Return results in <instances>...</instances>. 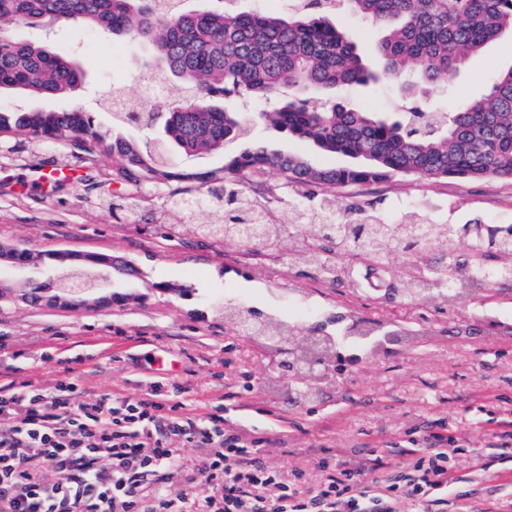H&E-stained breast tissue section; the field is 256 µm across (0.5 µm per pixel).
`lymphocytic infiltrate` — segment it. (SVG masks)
I'll use <instances>...</instances> for the list:
<instances>
[{"label": "lymphocytic infiltrate", "instance_id": "1", "mask_svg": "<svg viewBox=\"0 0 512 512\" xmlns=\"http://www.w3.org/2000/svg\"><path fill=\"white\" fill-rule=\"evenodd\" d=\"M76 393L70 381L0 389V417L12 422L0 431V512H398L403 498L427 512L448 502L444 435L421 436L400 482L391 480L396 462L379 456L321 461V482L307 487L282 480L253 443L225 429L223 406L199 420L156 390L106 393L91 404L76 403ZM184 445L199 453L188 480L204 482L205 495L167 486L168 473L183 465ZM46 461L56 471L51 482L41 475Z\"/></svg>", "mask_w": 512, "mask_h": 512}]
</instances>
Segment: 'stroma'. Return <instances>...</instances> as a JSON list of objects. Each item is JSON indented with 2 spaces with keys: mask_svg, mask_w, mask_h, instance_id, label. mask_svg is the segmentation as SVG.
<instances>
[{
  "mask_svg": "<svg viewBox=\"0 0 512 512\" xmlns=\"http://www.w3.org/2000/svg\"><path fill=\"white\" fill-rule=\"evenodd\" d=\"M90 39L71 26L48 38L55 49L75 54L85 70L78 90L58 97L4 92L0 111L80 110L94 116L105 138L142 137L140 129L113 124L110 102L116 94L142 95L157 71L154 61L142 47L104 35L99 41L111 43V51L91 56ZM509 68L511 35L472 56L447 89L426 93L423 103L388 81L355 92L353 99L382 112L418 104L448 112L457 100L481 95L494 71ZM229 106L245 132L225 153L259 141L275 152L304 155L316 166L342 164V157L258 125L253 101L236 99ZM225 153L185 157L181 164L198 172L218 169ZM55 155L49 145L0 147V173L10 177L0 182V245L39 256L23 268L0 266V278L12 288L0 308V387L25 381L51 387L67 377L78 387L77 402L88 403L107 392L140 396L158 384L200 419L211 406L223 405L226 429L261 439L263 464L300 475L308 485L320 477L319 462L334 456L358 461L382 453L408 463L407 448L433 429L448 436L453 481L444 512H512V446L495 448L487 438L512 418V289H479L462 303L432 297L388 302L378 289L405 277L412 264L409 253L397 250L390 266L371 276L372 290L357 295L312 268L289 265L292 238L275 245L268 258L260 247L199 234L197 224L207 219L203 210L177 233H167L164 187L128 191L119 213H111L106 184L116 161L107 152L94 166L99 188L83 182L42 196L26 181L32 168ZM245 188L268 202L274 222L291 223L297 198L275 173L252 178ZM335 194L339 209L370 210L388 224L412 211L437 224H512V181L495 177H395ZM52 252L111 256L113 271L103 283L111 304L85 311L48 297L29 303L25 293L47 280ZM233 305L285 319L293 307L314 308V316L300 324L302 336L341 312L375 324L414 326L427 342L364 358L339 371L337 382L315 398L295 402L288 381L268 370L263 350L225 323L222 311Z\"/></svg>",
  "mask_w": 512,
  "mask_h": 512,
  "instance_id": "obj_1",
  "label": "stroma"
}]
</instances>
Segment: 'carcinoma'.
<instances>
[{
	"instance_id": "cac0c4a2",
	"label": "carcinoma",
	"mask_w": 512,
	"mask_h": 512,
	"mask_svg": "<svg viewBox=\"0 0 512 512\" xmlns=\"http://www.w3.org/2000/svg\"><path fill=\"white\" fill-rule=\"evenodd\" d=\"M337 13L368 20L377 38L362 49L331 21ZM74 23L82 31L146 44L164 73L183 81L184 103L166 113L167 144L153 148L118 136L108 142L92 117L80 110L0 112V137L22 145L48 142L72 152L81 140L97 143L118 160L116 176L127 189L163 185L168 190L166 226L174 229L203 203L208 221L203 235L225 242L253 237L270 247L306 228L312 233L294 261L335 281L345 268L335 252L387 265L390 247L418 253L426 268L442 277L456 271L458 250L468 246L469 276L492 257L487 274L496 283L512 281V225L490 231L481 224H432L410 212L399 224H385L372 212L336 219V199L328 190L370 185L400 176L411 179L487 176L512 179V67L497 72L485 94L463 100L452 112H377L351 106L340 97H314L312 90H347L383 77L404 83L417 76L422 90L444 88L468 58L507 32L512 33V0H309L297 10L244 12L233 0L221 11H191L184 0H0V91L29 96L60 95L82 85L85 72L47 42H35L18 27L52 31ZM285 92L288 100L270 105ZM236 95L266 107L259 121L308 142L328 154L357 160L346 166L315 167L301 154L284 155L254 145L230 156L220 170L184 172L173 165V148L188 156L225 150L240 135L235 112L214 101ZM113 118L148 130L157 113L142 99L113 103ZM276 171L302 198L320 195L317 214L302 206L292 224H275L240 183ZM444 246L432 262L434 246ZM428 289L419 277L394 285L406 297ZM239 328L269 336L291 335L294 325L255 317L249 309L224 310Z\"/></svg>"
}]
</instances>
